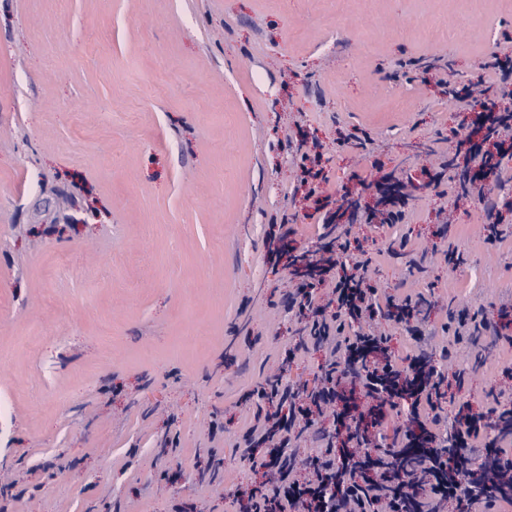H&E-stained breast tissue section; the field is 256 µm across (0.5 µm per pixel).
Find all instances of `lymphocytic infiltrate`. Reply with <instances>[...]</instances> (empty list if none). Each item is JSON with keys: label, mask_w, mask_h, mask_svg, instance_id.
Returning <instances> with one entry per match:
<instances>
[{"label": "lymphocytic infiltrate", "mask_w": 512, "mask_h": 512, "mask_svg": "<svg viewBox=\"0 0 512 512\" xmlns=\"http://www.w3.org/2000/svg\"><path fill=\"white\" fill-rule=\"evenodd\" d=\"M481 145L458 140L457 154L475 163L479 180L472 192L487 219L497 215L486 189L500 180L512 157V110L484 103ZM320 144L301 156L300 183L314 211L324 207L327 177ZM349 243L318 249L307 259L315 276L297 289V316L310 329L296 349L322 351L321 377L313 388L277 377L258 398L270 406L263 417L258 451L246 441L242 461L261 473L259 486L237 492L241 512H494L512 502V456L499 444L512 432V400L493 406L464 403L448 416L443 400L452 383L442 362L423 354L425 334L412 330L420 352L396 354L392 338L369 329L379 318H413L412 298L379 300L367 277V259L349 256ZM407 412L404 426L387 429L391 413ZM331 414L333 428L314 430L317 416ZM310 437L320 451L299 458L291 444Z\"/></svg>", "instance_id": "1"}]
</instances>
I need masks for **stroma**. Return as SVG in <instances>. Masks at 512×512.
Listing matches in <instances>:
<instances>
[{"label": "stroma", "instance_id": "stroma-1", "mask_svg": "<svg viewBox=\"0 0 512 512\" xmlns=\"http://www.w3.org/2000/svg\"><path fill=\"white\" fill-rule=\"evenodd\" d=\"M512 54V0H0V492L13 512H238L258 485L234 450L290 356L297 283L270 226L315 250L301 147L324 191L411 171L399 224L353 222L381 295L452 311L512 302V160L488 242L478 203L428 188L462 114L425 82L468 85ZM406 240L424 269L389 250ZM512 389V348L448 402ZM218 460L215 480L196 469ZM322 147L317 142H313L312 148H309L301 155V186L305 187V199L313 204L314 213L320 212L324 207V201L328 196L322 197L321 184L327 180L322 166L323 153Z\"/></svg>", "mask_w": 512, "mask_h": 512}]
</instances>
